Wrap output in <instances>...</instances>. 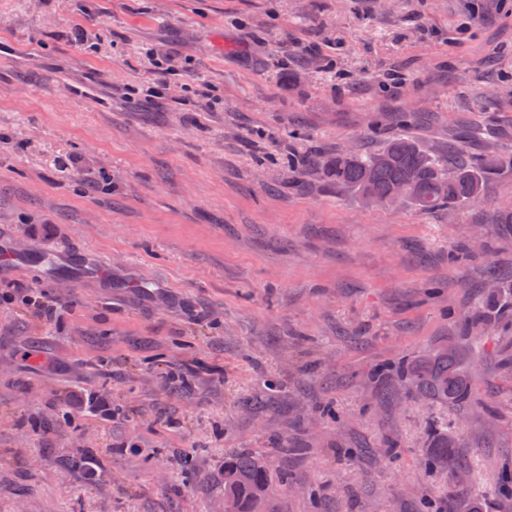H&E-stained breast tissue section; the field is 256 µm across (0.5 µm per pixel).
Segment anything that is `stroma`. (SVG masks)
<instances>
[{
	"label": "stroma",
	"mask_w": 512,
	"mask_h": 512,
	"mask_svg": "<svg viewBox=\"0 0 512 512\" xmlns=\"http://www.w3.org/2000/svg\"><path fill=\"white\" fill-rule=\"evenodd\" d=\"M401 112L436 149L466 123L471 152L512 150V0H0V250L110 274L0 272L58 303L0 299V512H224L240 450L269 461L266 512H421L452 486L423 464L444 417L488 512H512V310L469 347L493 415L371 380L461 343L456 313L512 272V171L422 213L282 162L376 151ZM87 447L104 468L71 465Z\"/></svg>",
	"instance_id": "1"
}]
</instances>
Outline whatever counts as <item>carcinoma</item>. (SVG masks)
<instances>
[{
  "mask_svg": "<svg viewBox=\"0 0 512 512\" xmlns=\"http://www.w3.org/2000/svg\"><path fill=\"white\" fill-rule=\"evenodd\" d=\"M495 162L485 156H469L457 150L426 152L422 143L400 135L384 143L375 152H338L322 162L305 160L320 166L326 180L336 189H350L364 201L374 205L388 197L393 187L409 185L415 191L405 197L416 210L430 212L477 202L484 198L489 180L504 170H512V152L494 154ZM509 280L494 277L487 300L481 309L461 320L463 332L475 324L489 325L495 317L502 290ZM373 379L400 380L426 402L450 407H482L486 413L492 406L473 396L472 376L468 361L458 350L439 346L417 360H398L377 368ZM424 457L426 468L438 473L442 463L453 473L454 490L442 512H486L483 490L473 485L474 466L456 456L455 430L446 423H435L428 435ZM272 474L266 458L252 452H234L224 457V508L226 512H256L266 509Z\"/></svg>",
  "mask_w": 512,
  "mask_h": 512,
  "instance_id": "carcinoma-1",
  "label": "carcinoma"
}]
</instances>
